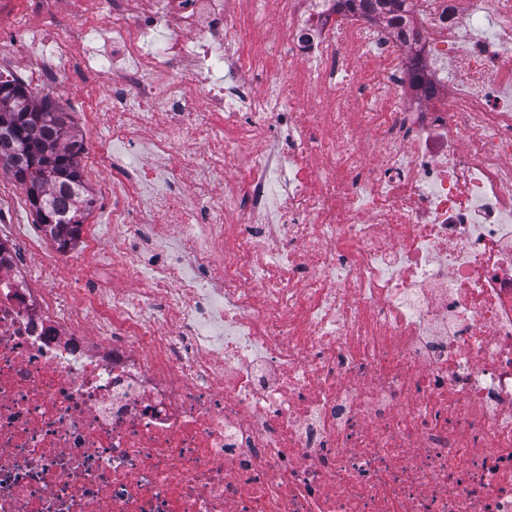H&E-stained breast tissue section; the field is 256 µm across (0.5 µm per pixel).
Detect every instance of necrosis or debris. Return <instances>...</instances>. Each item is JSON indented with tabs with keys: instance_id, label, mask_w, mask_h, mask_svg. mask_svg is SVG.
Segmentation results:
<instances>
[{
	"instance_id": "necrosis-or-debris-1",
	"label": "necrosis or debris",
	"mask_w": 512,
	"mask_h": 512,
	"mask_svg": "<svg viewBox=\"0 0 512 512\" xmlns=\"http://www.w3.org/2000/svg\"><path fill=\"white\" fill-rule=\"evenodd\" d=\"M230 2L0 0L112 226L0 184V512H512V0ZM366 15L382 20L390 28H399L403 31L404 16L401 14L402 4L405 0H348L347 3L356 4Z\"/></svg>"
}]
</instances>
